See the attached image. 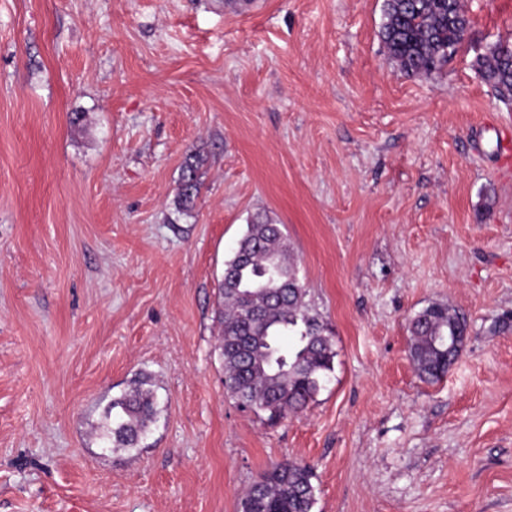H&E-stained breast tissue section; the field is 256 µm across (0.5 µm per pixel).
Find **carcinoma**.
Listing matches in <instances>:
<instances>
[{
	"mask_svg": "<svg viewBox=\"0 0 512 512\" xmlns=\"http://www.w3.org/2000/svg\"><path fill=\"white\" fill-rule=\"evenodd\" d=\"M380 37L407 76L428 74L457 48L469 26L461 0H385ZM479 73L499 100L512 101V51L496 42L477 59ZM204 158L189 154L181 170L176 210L190 213L200 194ZM217 311L224 389L243 407L276 422L307 407L330 380L336 351L321 314L308 300L283 225L257 213L224 262ZM466 320L445 304H432L409 322L410 356L419 376L438 380L458 356ZM159 413L152 385L138 380L103 411V447L139 446ZM313 473L285 460L266 470L244 493L240 512H312Z\"/></svg>",
	"mask_w": 512,
	"mask_h": 512,
	"instance_id": "1",
	"label": "carcinoma"
}]
</instances>
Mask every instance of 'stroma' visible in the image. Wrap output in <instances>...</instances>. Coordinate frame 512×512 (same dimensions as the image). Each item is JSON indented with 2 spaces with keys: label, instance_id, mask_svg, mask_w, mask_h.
Returning a JSON list of instances; mask_svg holds the SVG:
<instances>
[{
  "label": "stroma",
  "instance_id": "1",
  "mask_svg": "<svg viewBox=\"0 0 512 512\" xmlns=\"http://www.w3.org/2000/svg\"><path fill=\"white\" fill-rule=\"evenodd\" d=\"M463 2L456 54L407 76L384 0H0V512H238L286 459L314 512H512V105L475 65L512 41V0ZM258 212L336 350L275 425L226 394L218 352ZM435 302L468 332L430 382L408 324ZM140 376L156 422L102 447ZM205 159L200 153H190L181 170V178L175 197L176 210L183 214L190 213L200 194L201 168Z\"/></svg>",
  "mask_w": 512,
  "mask_h": 512
}]
</instances>
